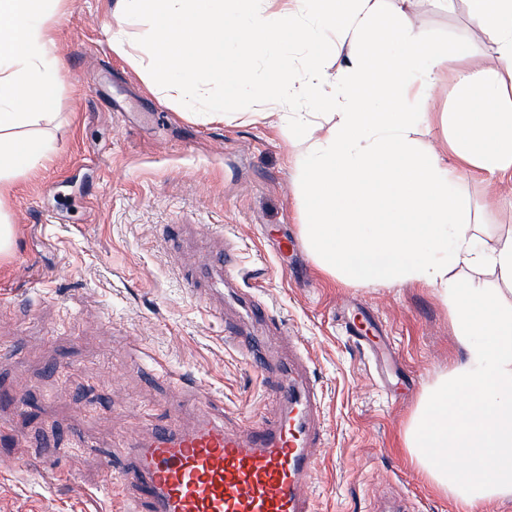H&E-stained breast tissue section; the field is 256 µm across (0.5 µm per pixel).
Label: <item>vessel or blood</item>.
Masks as SVG:
<instances>
[{
    "instance_id": "obj_1",
    "label": "vessel or blood",
    "mask_w": 512,
    "mask_h": 512,
    "mask_svg": "<svg viewBox=\"0 0 512 512\" xmlns=\"http://www.w3.org/2000/svg\"><path fill=\"white\" fill-rule=\"evenodd\" d=\"M231 342L267 381L277 412L231 430L204 408L192 426L129 439L111 464L123 512H314L313 451L325 444L317 380L297 345L283 356L266 336Z\"/></svg>"
}]
</instances>
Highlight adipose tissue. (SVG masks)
<instances>
[{"label": "adipose tissue", "instance_id": "ef3b65f1", "mask_svg": "<svg viewBox=\"0 0 512 512\" xmlns=\"http://www.w3.org/2000/svg\"><path fill=\"white\" fill-rule=\"evenodd\" d=\"M465 2L491 46L481 64L467 43L434 47L385 0H113L108 12L113 50L145 43L165 94L189 110L204 103L218 120L223 101L205 96L214 73L228 95L246 98L247 71L287 34L307 47L298 63L278 56L269 80L288 101L316 106L280 114L304 157L310 250L325 273L361 286L410 279L447 305L466 356L424 393L404 444L427 480L473 507L512 498V303L503 300L512 293V232L487 241L459 185L468 173L489 190L512 180V0ZM68 6L0 0V206L12 178L42 156L41 141L16 130L53 115L48 21ZM332 28L349 39L351 55L331 71L314 47ZM228 44L237 51L229 68ZM452 56L462 61L453 71ZM447 77L458 94L447 146L426 150ZM488 273L500 287L482 286ZM458 451L464 464L448 460Z\"/></svg>", "mask_w": 512, "mask_h": 512}]
</instances>
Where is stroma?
<instances>
[{
    "instance_id": "1",
    "label": "stroma",
    "mask_w": 512,
    "mask_h": 512,
    "mask_svg": "<svg viewBox=\"0 0 512 512\" xmlns=\"http://www.w3.org/2000/svg\"><path fill=\"white\" fill-rule=\"evenodd\" d=\"M106 0H72L54 19L55 115L23 126L47 138L50 160L16 178L7 203L12 245L0 254V512H85L81 490L114 494L103 455L157 417L183 425L199 401L225 426L273 409L263 377L224 342L248 303L274 320L280 346L298 341L324 398L325 447L311 488L317 512H360L408 498L418 512H462L413 465L404 446L424 392L463 357L448 309L415 281L358 286L322 272L308 247L297 170L278 118L261 99H229L232 122L149 88L112 49ZM405 11L435 46L491 51L467 16L431 0ZM484 230L512 227V180L484 205L481 181L460 185ZM240 248L239 280L215 293L209 260ZM365 308L387 330L395 362L375 372L370 349L339 327ZM89 448L75 450L76 437Z\"/></svg>"
}]
</instances>
